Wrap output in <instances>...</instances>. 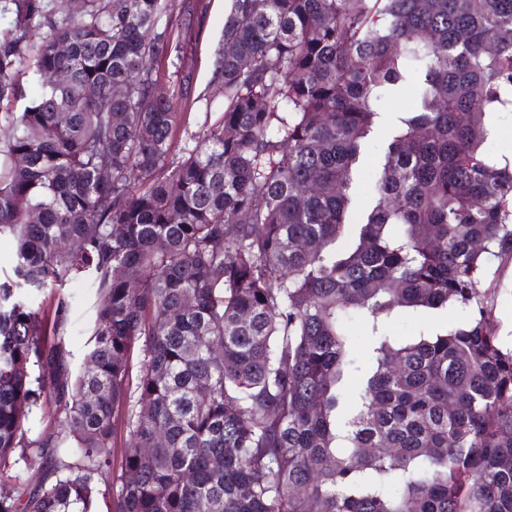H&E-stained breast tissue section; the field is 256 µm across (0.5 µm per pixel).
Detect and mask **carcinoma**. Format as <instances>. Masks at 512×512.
<instances>
[{
	"label": "carcinoma",
	"mask_w": 512,
	"mask_h": 512,
	"mask_svg": "<svg viewBox=\"0 0 512 512\" xmlns=\"http://www.w3.org/2000/svg\"><path fill=\"white\" fill-rule=\"evenodd\" d=\"M173 3L0 0V473L50 464L0 512H98L119 429L110 512H512L489 263L512 257V158L488 147L512 0H231L177 152L153 68L181 60ZM23 69L38 92L14 112ZM404 87L360 211L361 151ZM77 277L96 304L74 372L65 303L38 297ZM46 400L61 427L31 435ZM446 314L412 315L398 314L392 323V328L397 336H412L421 330H433L442 327L446 323Z\"/></svg>",
	"instance_id": "1"
}]
</instances>
